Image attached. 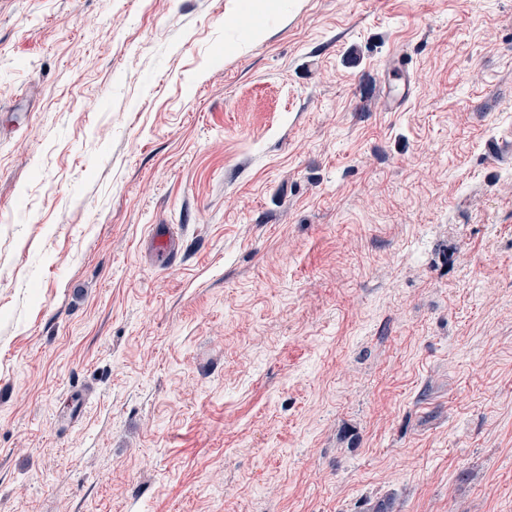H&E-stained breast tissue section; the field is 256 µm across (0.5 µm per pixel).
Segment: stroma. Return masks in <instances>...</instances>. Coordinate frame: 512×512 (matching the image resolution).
<instances>
[{
  "label": "stroma",
  "mask_w": 512,
  "mask_h": 512,
  "mask_svg": "<svg viewBox=\"0 0 512 512\" xmlns=\"http://www.w3.org/2000/svg\"><path fill=\"white\" fill-rule=\"evenodd\" d=\"M0 512H512V0H0ZM412 59L404 46H396L389 54L385 66L387 107L401 109L415 93L411 77ZM151 235L155 240L161 265L167 268L174 266L177 262L178 252L173 244L170 228L154 224L151 226Z\"/></svg>",
  "instance_id": "stroma-1"
}]
</instances>
